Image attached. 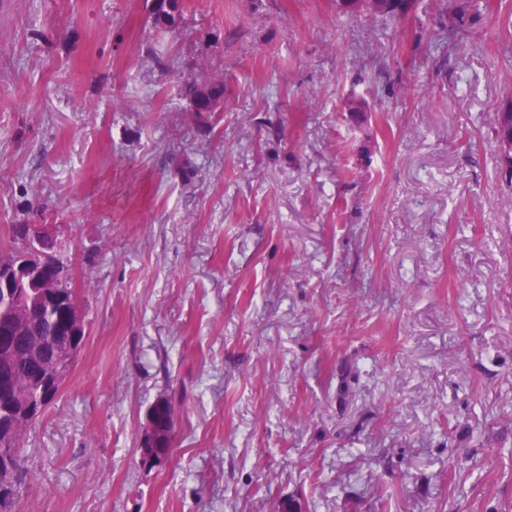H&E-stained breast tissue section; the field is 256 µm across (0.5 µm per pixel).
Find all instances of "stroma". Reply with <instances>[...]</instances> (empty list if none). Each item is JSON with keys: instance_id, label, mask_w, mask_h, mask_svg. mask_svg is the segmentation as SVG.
Listing matches in <instances>:
<instances>
[{"instance_id": "stroma-1", "label": "stroma", "mask_w": 512, "mask_h": 512, "mask_svg": "<svg viewBox=\"0 0 512 512\" xmlns=\"http://www.w3.org/2000/svg\"><path fill=\"white\" fill-rule=\"evenodd\" d=\"M434 5L185 0L167 32L143 0H0V249L50 225L87 313L18 512H512V0L452 70ZM194 65L223 111L179 98ZM174 414V404L167 397L158 399L148 410L147 421H152L154 429L152 452L159 463L168 458L173 449Z\"/></svg>"}]
</instances>
